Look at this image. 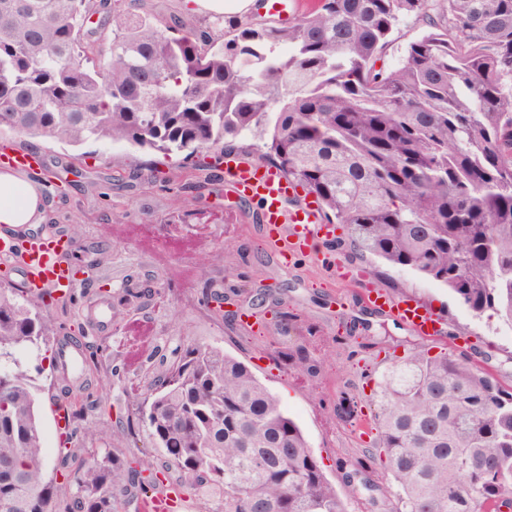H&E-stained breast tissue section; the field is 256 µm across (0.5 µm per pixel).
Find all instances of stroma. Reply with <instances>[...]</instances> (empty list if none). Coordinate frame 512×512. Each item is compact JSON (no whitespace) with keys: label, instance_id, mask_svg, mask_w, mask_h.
Masks as SVG:
<instances>
[{"label":"stroma","instance_id":"stroma-1","mask_svg":"<svg viewBox=\"0 0 512 512\" xmlns=\"http://www.w3.org/2000/svg\"><path fill=\"white\" fill-rule=\"evenodd\" d=\"M38 152L43 163L26 178L48 199L45 223L61 231L81 225L69 254L75 288L47 309L56 343L76 349L79 360L65 371L41 360L35 376L45 387L39 413L50 459L59 448L51 402L61 397L88 403L86 420L97 430L74 437L71 469L106 448L165 468L140 421L141 398L197 345L221 348L252 370L296 420L340 494L347 467L374 443V430L355 422L372 420L374 384L393 358L445 348L512 388V340L497 317L475 315L448 288L358 252L341 228L284 261L280 243L263 232L259 206L226 193L224 170L209 157L105 141L43 140ZM60 180L67 187L58 194L52 186ZM223 252L229 260H220ZM330 257L345 278L330 276ZM375 287L425 302L443 317L445 335H416L364 307L361 292ZM216 296L227 299V314L213 309ZM100 300L112 309L106 336L86 316ZM299 349L311 368L288 361ZM362 477L373 492L352 499L349 512H395L389 476L367 464Z\"/></svg>","mask_w":512,"mask_h":512}]
</instances>
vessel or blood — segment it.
<instances>
[{
	"mask_svg": "<svg viewBox=\"0 0 512 512\" xmlns=\"http://www.w3.org/2000/svg\"><path fill=\"white\" fill-rule=\"evenodd\" d=\"M37 160L29 153L0 149V167L29 172ZM224 174L232 191L243 200L257 202L269 236L286 238V252H304L325 229L315 205L290 207L294 189L276 168L260 162L248 163L239 156L224 159ZM0 256L12 259L22 282L29 289L72 290L74 282L57 241L26 236L24 228L0 227ZM366 307L378 309L425 337L444 335L443 320L424 303L411 296L390 297L371 289L364 297Z\"/></svg>",
	"mask_w": 512,
	"mask_h": 512,
	"instance_id": "obj_1",
	"label": "vessel or blood"
}]
</instances>
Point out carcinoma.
I'll use <instances>...</instances> for the list:
<instances>
[{
  "instance_id": "1",
  "label": "carcinoma",
  "mask_w": 512,
  "mask_h": 512,
  "mask_svg": "<svg viewBox=\"0 0 512 512\" xmlns=\"http://www.w3.org/2000/svg\"><path fill=\"white\" fill-rule=\"evenodd\" d=\"M429 31L376 68L406 17ZM167 155L262 143L363 252L438 282L512 327V0H317L296 23L229 20L204 38L122 0H0V129ZM0 287V512H115L134 470L114 454L46 472L25 357L55 324ZM368 461L397 512H512V392L440 351L378 382ZM142 422L168 465L224 512H348L297 422L247 365L185 351ZM75 487L65 510L57 480Z\"/></svg>"
}]
</instances>
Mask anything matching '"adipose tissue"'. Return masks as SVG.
<instances>
[{"label": "adipose tissue", "mask_w": 512, "mask_h": 512, "mask_svg": "<svg viewBox=\"0 0 512 512\" xmlns=\"http://www.w3.org/2000/svg\"><path fill=\"white\" fill-rule=\"evenodd\" d=\"M38 185L10 171L0 172V224H37L46 211Z\"/></svg>", "instance_id": "1"}]
</instances>
